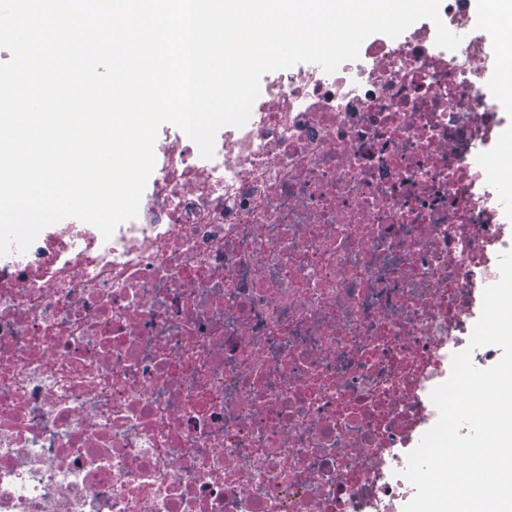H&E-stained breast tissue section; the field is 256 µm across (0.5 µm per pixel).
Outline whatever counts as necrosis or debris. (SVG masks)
<instances>
[{
	"label": "necrosis or debris",
	"instance_id": "1",
	"mask_svg": "<svg viewBox=\"0 0 512 512\" xmlns=\"http://www.w3.org/2000/svg\"><path fill=\"white\" fill-rule=\"evenodd\" d=\"M328 74L267 75L205 159L159 131L111 238L0 255V512H403L432 390L512 251L499 49L440 0Z\"/></svg>",
	"mask_w": 512,
	"mask_h": 512
}]
</instances>
